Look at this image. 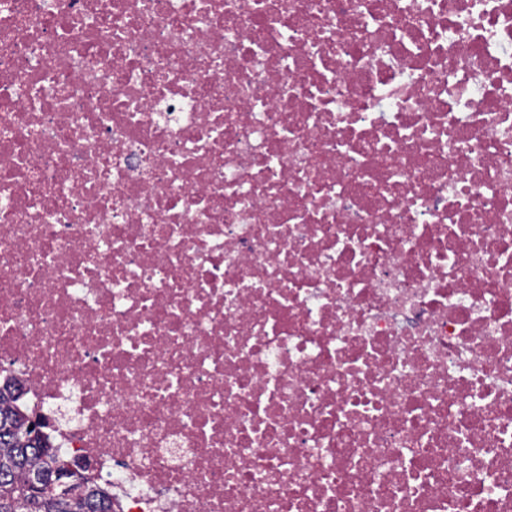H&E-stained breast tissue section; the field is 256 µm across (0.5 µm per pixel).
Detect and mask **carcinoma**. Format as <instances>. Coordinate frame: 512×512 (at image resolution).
Returning a JSON list of instances; mask_svg holds the SVG:
<instances>
[{
	"label": "carcinoma",
	"mask_w": 512,
	"mask_h": 512,
	"mask_svg": "<svg viewBox=\"0 0 512 512\" xmlns=\"http://www.w3.org/2000/svg\"><path fill=\"white\" fill-rule=\"evenodd\" d=\"M68 469L42 427L31 426L0 392V512H112V493L85 473L82 503L60 495L56 478Z\"/></svg>",
	"instance_id": "carcinoma-1"
}]
</instances>
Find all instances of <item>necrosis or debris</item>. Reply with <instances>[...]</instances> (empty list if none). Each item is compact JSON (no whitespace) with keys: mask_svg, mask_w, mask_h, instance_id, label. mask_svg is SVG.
<instances>
[{"mask_svg":"<svg viewBox=\"0 0 512 512\" xmlns=\"http://www.w3.org/2000/svg\"><path fill=\"white\" fill-rule=\"evenodd\" d=\"M112 512H512V0H0V381Z\"/></svg>","mask_w":512,"mask_h":512,"instance_id":"1","label":"necrosis or debris"}]
</instances>
